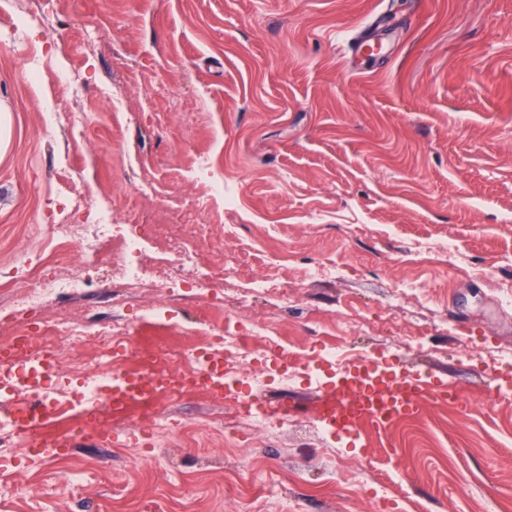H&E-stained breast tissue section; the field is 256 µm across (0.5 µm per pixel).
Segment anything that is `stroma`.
<instances>
[{"label":"stroma","instance_id":"stroma-1","mask_svg":"<svg viewBox=\"0 0 512 512\" xmlns=\"http://www.w3.org/2000/svg\"><path fill=\"white\" fill-rule=\"evenodd\" d=\"M15 7L0 0V267L50 251L63 173L96 206L152 224L163 197L198 193L192 162L205 154L239 200L213 206L212 223L247 241L283 225L280 249L342 273L225 303L308 363L261 393L292 407L275 432L257 415L240 422L238 404L190 398L159 408L172 426L161 445H135L123 426L98 443L91 420L66 462H6L0 512H512V394L486 373L512 356V0H57L31 35L50 71L40 84L16 47ZM378 17L394 25L382 52H352ZM74 69L78 91L51 77ZM114 88L126 93L118 122ZM52 101L64 107L49 125ZM145 164L158 194L139 191ZM442 236L457 244L447 260L416 254L415 241ZM116 293L103 271L44 315L134 337L158 302L177 336L204 317L184 288L121 311ZM331 335L456 384L461 407L431 405L357 441L331 434L313 410Z\"/></svg>","mask_w":512,"mask_h":512}]
</instances>
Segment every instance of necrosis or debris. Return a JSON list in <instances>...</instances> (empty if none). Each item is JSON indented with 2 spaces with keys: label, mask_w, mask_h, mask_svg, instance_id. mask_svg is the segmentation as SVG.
Listing matches in <instances>:
<instances>
[{
  "label": "necrosis or debris",
  "mask_w": 512,
  "mask_h": 512,
  "mask_svg": "<svg viewBox=\"0 0 512 512\" xmlns=\"http://www.w3.org/2000/svg\"><path fill=\"white\" fill-rule=\"evenodd\" d=\"M58 189L66 194L67 203L51 227L53 256L42 255L0 269V282L14 288L13 304L20 312L19 318L0 327V346L10 345L25 332L28 343L17 352L14 369L25 371L33 361L44 358L58 362L67 354L74 367L59 369L49 376L46 385L35 390L26 382H17L8 396L12 411H26L32 397L40 396L51 407L48 420L41 425L45 435L81 429L90 413L99 414L107 423L139 425L155 417L163 402L188 397L227 403L236 399V386L245 384L263 391L270 371L264 361L273 353L280 358L277 371L282 384L292 382L289 367L294 358L285 337L273 335L266 326L239 319L207 323L195 331L185 365L165 353L145 354L123 328L96 327L67 314L42 320L35 331H28L23 314L40 311L50 301L81 295L92 285L90 271L102 264L111 267L120 288L114 307H125L149 291L163 293L173 289L171 274L179 269L187 272L196 298L218 309L226 296L225 284L237 280L246 282L245 288L236 293L241 305L256 292L279 293L292 262L291 255L284 251H262L248 243L240 245L224 268L215 271L208 258L212 252L223 250L225 240L237 238L236 225H224L221 232L214 233L205 224H146L141 235L133 236L113 229L111 212L93 207L89 195L71 193L69 179L60 180ZM219 350L234 369L224 395L188 386L160 392L155 399L133 402L118 411L109 409L103 401L114 363H122L127 372L145 376L173 372L192 375L199 369L198 356ZM75 374L82 379L80 397L84 409L79 413L68 408V386Z\"/></svg>",
  "instance_id": "necrosis-or-debris-1"
}]
</instances>
